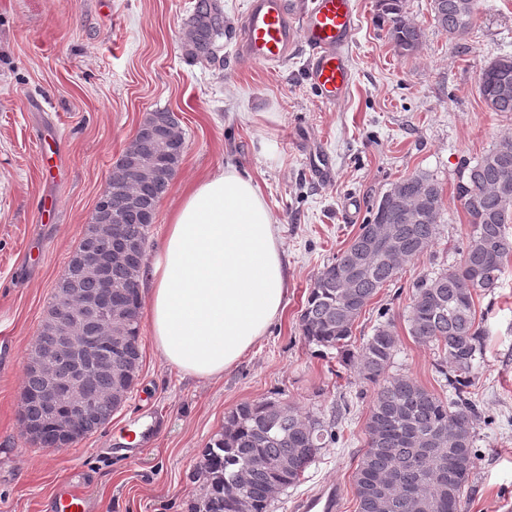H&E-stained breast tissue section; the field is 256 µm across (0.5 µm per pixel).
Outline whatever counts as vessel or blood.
<instances>
[{
    "label": "vessel or blood",
    "instance_id": "1",
    "mask_svg": "<svg viewBox=\"0 0 512 512\" xmlns=\"http://www.w3.org/2000/svg\"><path fill=\"white\" fill-rule=\"evenodd\" d=\"M358 28L355 0H250L242 17L238 55L273 67L288 60L296 47L307 53L306 81L333 107L350 93L354 71L350 47ZM299 512H340L335 485H322L302 498Z\"/></svg>",
    "mask_w": 512,
    "mask_h": 512
}]
</instances>
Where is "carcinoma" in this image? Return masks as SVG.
Listing matches in <instances>:
<instances>
[{"label": "carcinoma", "mask_w": 512, "mask_h": 512, "mask_svg": "<svg viewBox=\"0 0 512 512\" xmlns=\"http://www.w3.org/2000/svg\"><path fill=\"white\" fill-rule=\"evenodd\" d=\"M454 0H439L441 12L434 21L441 30L452 29L463 36L471 20L461 21ZM379 17L389 24L388 37L403 55L414 53L420 29L403 12L402 0H377ZM224 37V7L221 0H194L189 34L183 44L184 57L192 62L219 61L217 40ZM512 83V65L505 69L484 67L480 92L495 111L512 113V97L497 98L498 84ZM185 137L179 124H170L167 140L159 145L143 144L146 156L175 170ZM512 147L505 137L481 156L457 185L462 204L486 183L507 179L512 184V153L494 165L487 160L502 148ZM434 194L431 213L414 224L401 225L405 252L385 264L370 260L365 278L336 282V266L323 267L310 286L300 315V330L313 344L337 352L339 362L356 366L359 375L376 385L365 425L366 448L353 476L357 512H461L463 492L476 465L473 452V417L476 403L456 388L455 396L444 397L406 374H386L399 351L400 338L391 323L378 325L373 334L354 345L353 328L364 308L378 292L394 282L402 265L427 252L436 238L437 219L442 207V189L430 175L419 172L407 176ZM112 212L121 216L128 246L112 256L109 302L141 309L135 281L143 268L149 230L158 200L166 192L159 183L130 182L125 173L110 182ZM140 196L148 213L132 211L127 199ZM470 230L462 243L458 266L423 277L415 285L407 316L408 331L415 342L434 347L437 369L448 376V367L467 375L482 358L483 333L476 323L474 296L498 287L505 263L512 257V201L489 197L483 212L466 210ZM107 224L87 233L78 251L96 253L105 243ZM141 322L127 325L120 357L112 358V372H102L88 380L90 393L107 390L120 383L131 393L141 362L139 338ZM42 375L25 373L22 419L37 420L42 406L35 394L44 386ZM337 421H327L315 413L301 414L281 400L243 402L229 412L224 432L206 449L205 480L209 487L200 512H270L278 495L295 487L320 451L339 440ZM457 461L456 477L441 478L448 456ZM415 496L407 495V489Z\"/></svg>", "instance_id": "1"}]
</instances>
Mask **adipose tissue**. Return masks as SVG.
<instances>
[{"label": "adipose tissue", "instance_id": "obj_1", "mask_svg": "<svg viewBox=\"0 0 512 512\" xmlns=\"http://www.w3.org/2000/svg\"><path fill=\"white\" fill-rule=\"evenodd\" d=\"M139 282L161 360L223 377L280 320L288 267L258 185L229 168L187 187Z\"/></svg>", "mask_w": 512, "mask_h": 512}]
</instances>
